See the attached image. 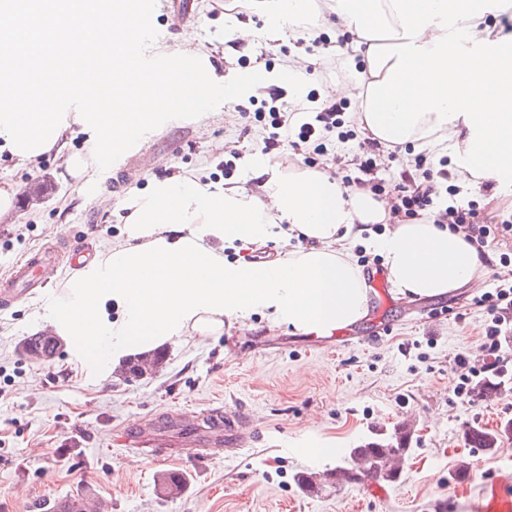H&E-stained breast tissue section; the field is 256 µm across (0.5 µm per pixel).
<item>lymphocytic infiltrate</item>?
<instances>
[{
    "mask_svg": "<svg viewBox=\"0 0 512 512\" xmlns=\"http://www.w3.org/2000/svg\"><path fill=\"white\" fill-rule=\"evenodd\" d=\"M345 110L344 102L325 103L314 89L309 90L302 104L290 109L281 103L279 93L273 92L267 99L261 100L253 112V118L267 132L264 154L269 155L284 148L304 153L311 148L318 152L323 150L328 136H335L339 144H352L359 161L356 175L344 176V187H367L377 196L393 192L396 195L394 208L404 217L433 215L436 223L448 225L450 229H467L472 244L477 248L486 246L491 229L480 223L476 209L447 201L448 196L460 192L459 186L448 182L447 157L436 159L423 151L416 155L414 163L402 164L389 177H378L375 156L381 146L371 138L355 141L352 131L345 128ZM479 303L486 307L490 315L484 328L483 348L491 361L478 369L470 366L467 355H458L456 367L459 375L454 381L453 391L460 397L468 395V385L478 372H495L497 363L506 359L508 352H511L503 345L501 335L506 316L512 313V287H498L485 292Z\"/></svg>",
    "mask_w": 512,
    "mask_h": 512,
    "instance_id": "obj_1",
    "label": "lymphocytic infiltrate"
}]
</instances>
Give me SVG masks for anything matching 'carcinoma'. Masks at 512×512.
I'll return each instance as SVG.
<instances>
[{
	"mask_svg": "<svg viewBox=\"0 0 512 512\" xmlns=\"http://www.w3.org/2000/svg\"><path fill=\"white\" fill-rule=\"evenodd\" d=\"M512 432V421L506 422L499 431L475 427L467 435L476 436V448L487 453L497 450L501 436ZM410 432L404 427L394 429V433L379 434L365 444L351 450L353 464L336 468L329 479L338 485L355 484L366 476L391 482L396 478L394 461L406 453Z\"/></svg>",
	"mask_w": 512,
	"mask_h": 512,
	"instance_id": "obj_1",
	"label": "carcinoma"
}]
</instances>
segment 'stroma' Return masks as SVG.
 <instances>
[{"label":"stroma","instance_id":"stroma-1","mask_svg":"<svg viewBox=\"0 0 512 512\" xmlns=\"http://www.w3.org/2000/svg\"><path fill=\"white\" fill-rule=\"evenodd\" d=\"M153 0L154 29L146 59L157 61L183 50L182 28H195L209 63L225 81L264 71L267 86L238 90L219 122L180 118L165 124L137 150L117 155L99 180L110 206L96 204L80 181L48 157L21 167L0 152V183L18 188L13 222H0V281L38 249L59 242L58 225L71 241L95 250L116 239L123 202L131 189L156 179L189 175L223 183L225 151L238 150L231 179L250 185L263 162L264 132L234 105L267 98L283 89L287 102L305 98L312 76L282 86L278 75L291 53L311 59L326 51L299 42L296 32L267 33V15L253 0ZM254 39L237 36L239 27ZM43 187V203L25 205L29 188ZM460 203L474 204L479 218L496 226L485 249L479 288L464 286L434 299L387 292V306L356 323L363 339L338 352L314 347L309 335L254 315L244 325L211 336H179L165 350L155 375L125 380L114 370L80 360L63 342L51 360L35 363L20 343L47 330V304L60 292L72 267L60 269L41 295L17 300L0 311V512H47L60 499L91 497L110 512H485L493 488L512 494V434L498 451L485 453L465 443L474 427L502 429L512 420V356L499 365L501 386L494 403L452 390L455 360L468 354L472 366L488 357L481 337L488 320L479 291L504 283L505 259H512V186L492 193L463 189ZM220 406L247 425L226 438L219 453L192 456L175 448L153 459L118 445L122 430L154 417L171 419ZM409 423L411 439L396 481L383 483L382 496L366 483L326 484L309 493L297 483L303 472L320 474L347 465L350 449L374 434ZM314 444L337 448L329 458L309 454ZM170 472L183 479L182 491L161 494L158 479Z\"/></svg>","mask_w":512,"mask_h":512}]
</instances>
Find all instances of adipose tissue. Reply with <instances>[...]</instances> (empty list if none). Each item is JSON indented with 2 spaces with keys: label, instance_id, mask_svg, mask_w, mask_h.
Segmentation results:
<instances>
[{
  "label": "adipose tissue",
  "instance_id": "1",
  "mask_svg": "<svg viewBox=\"0 0 512 512\" xmlns=\"http://www.w3.org/2000/svg\"><path fill=\"white\" fill-rule=\"evenodd\" d=\"M322 2L362 50L363 69L334 92L347 97L361 86L354 122L364 135L386 147L445 144L458 181L512 184V69L480 49L457 48L464 32L498 41L487 23L489 7L471 0ZM27 16L50 24L28 45L0 52V86L13 92L0 103V150L18 164L55 153L73 177L91 183L113 155L139 146L172 116L221 118L213 102L221 80L195 50L194 33L183 37L187 55L166 56L163 68L141 80L126 64L130 8L105 17L93 14L89 0H8L0 5V31H18ZM33 55L40 68L30 64ZM187 62L198 83L183 96L167 95ZM97 85L103 93L90 112L81 100ZM78 130L92 137L90 156L64 151ZM255 175L261 180L255 191L183 176L131 190L118 239L83 260L50 303L55 333L89 358L101 339L113 353L152 350L189 332H223L225 324L258 313L303 333L343 327L360 320L370 303L351 252L356 243L382 256L389 282L403 296L443 297L483 273L466 233L433 216L395 217L369 190L344 188L313 167L285 171L266 162ZM287 235L300 245L259 266L225 257L226 250ZM110 303L118 318L106 312Z\"/></svg>",
  "mask_w": 512,
  "mask_h": 512
}]
</instances>
